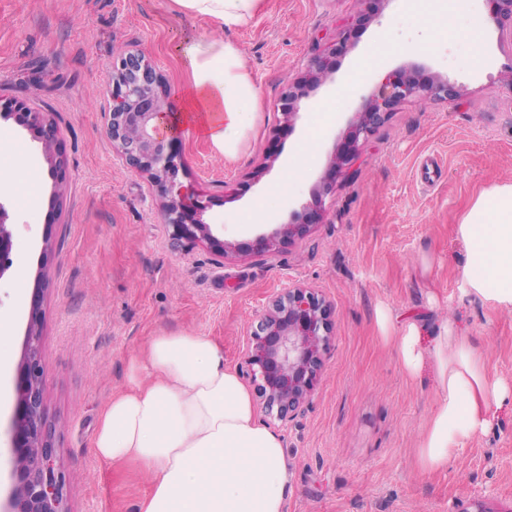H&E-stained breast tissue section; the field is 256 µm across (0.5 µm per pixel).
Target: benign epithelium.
<instances>
[{"instance_id": "obj_1", "label": "benign epithelium", "mask_w": 512, "mask_h": 512, "mask_svg": "<svg viewBox=\"0 0 512 512\" xmlns=\"http://www.w3.org/2000/svg\"><path fill=\"white\" fill-rule=\"evenodd\" d=\"M491 19L500 39L512 41V0H492ZM350 48L347 33L315 57L307 77L293 82L283 92V120L293 126L299 117L305 89L331 81L336 58ZM112 112L108 135L122 160L134 171L147 174L158 188L164 223L177 240L213 242L211 225L203 221L206 209L199 196L180 179L182 161L175 148L180 133L170 129L173 102L170 92L152 64L139 53H129L112 65ZM457 89L439 77L424 78L415 67L390 71L368 93L349 119L350 149L367 138L385 117L404 102L452 100ZM0 120L13 121L29 130L41 143L42 156L60 190L67 160L57 149V127L44 112L29 104L0 96ZM355 155L340 149L326 156L328 174H340ZM332 190L325 182L312 194V203L294 207L290 221L275 233L259 239L260 251L275 253L280 243L301 236L311 208H322L324 195ZM12 206L0 195V279L14 266ZM44 273L36 276L25 332L22 358L16 372V404L7 432L11 455L12 490L3 512H70L66 476L56 449L50 442L45 418V377L42 363V294ZM331 310L314 290L295 286L274 297L250 331L243 350L247 376L263 407L287 417L313 392L322 366V355L331 336Z\"/></svg>"}]
</instances>
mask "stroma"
Segmentation results:
<instances>
[{
    "label": "stroma",
    "instance_id": "1",
    "mask_svg": "<svg viewBox=\"0 0 512 512\" xmlns=\"http://www.w3.org/2000/svg\"><path fill=\"white\" fill-rule=\"evenodd\" d=\"M489 0H450L446 33L422 29L418 9L379 0L358 16L355 0H265L241 28L225 32L260 90L254 133L225 160L194 131L178 143L183 184L210 199L203 219L240 259L176 240L150 177L117 156L106 127L112 63L145 56L171 89L189 80L179 45L211 36L207 21L172 0H0V92L50 113L68 160L61 200L32 133L10 121L0 136L28 153L37 206L17 210L15 260L24 284L0 283V321L10 327L0 371V431H7L38 269L47 272L42 360L45 412L64 465L70 512H136L149 488L135 465L102 461L93 447L99 418L127 383L132 355L153 336L189 331L215 337L224 362L245 373L243 349L268 301L301 284L332 311V336L309 399L286 420L262 415L282 435L292 490L286 512H512V399L493 406L490 430L447 469L416 463L423 425L437 398L431 365L407 374L377 324L388 309L413 319L431 344L441 322L470 336L490 374L512 382V311L458 296L465 244L455 226L488 188L512 183V46L500 43ZM349 52L331 83L301 102L284 124L281 96L305 77L340 29ZM382 49L359 81L354 61ZM420 65L454 84L453 101L405 102L359 144L309 231L258 253L259 237L288 223L287 201L261 224L241 217L265 198L309 129H325L319 162L292 199L311 201L324 156L344 140L348 120L387 71ZM328 100L327 111L315 103ZM336 122L325 127L326 112ZM291 199V200H292Z\"/></svg>",
    "mask_w": 512,
    "mask_h": 512
}]
</instances>
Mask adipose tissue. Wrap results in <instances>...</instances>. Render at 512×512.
Instances as JSON below:
<instances>
[{"mask_svg":"<svg viewBox=\"0 0 512 512\" xmlns=\"http://www.w3.org/2000/svg\"><path fill=\"white\" fill-rule=\"evenodd\" d=\"M218 30L247 25L264 0H174ZM181 55L190 80L180 92L177 129L190 128L225 158H235L258 119V88L239 48L224 39H193ZM307 134L288 173L271 188L288 198L317 158ZM467 246L459 295L512 309V184L479 196L456 226ZM392 341L403 369L436 368L438 397L423 426L418 463L446 468L491 426L490 407L512 397V383L491 377L469 337L443 322L430 347L421 328L403 322ZM109 463H133L150 477L138 512H285L291 478L282 436L257 416L238 372L224 363L215 337L173 332L132 356L126 390L114 394L94 440Z\"/></svg>","mask_w":512,"mask_h":512,"instance_id":"adipose-tissue-1","label":"adipose tissue"}]
</instances>
